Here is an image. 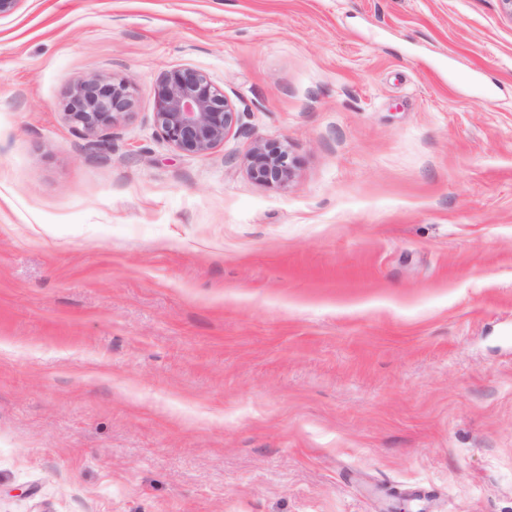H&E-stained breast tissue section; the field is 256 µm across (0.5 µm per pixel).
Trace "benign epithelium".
Returning <instances> with one entry per match:
<instances>
[{
	"instance_id": "obj_1",
	"label": "benign epithelium",
	"mask_w": 512,
	"mask_h": 512,
	"mask_svg": "<svg viewBox=\"0 0 512 512\" xmlns=\"http://www.w3.org/2000/svg\"><path fill=\"white\" fill-rule=\"evenodd\" d=\"M133 106L131 84L124 78L93 75L71 90L66 115L87 136L113 127ZM239 112L224 90L192 68L162 74L154 123L167 143L190 155H204L224 142ZM250 175L272 187H285L293 178L294 161L288 147L256 142L247 159Z\"/></svg>"
}]
</instances>
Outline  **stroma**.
Here are the masks:
<instances>
[{
	"label": "stroma",
	"mask_w": 512,
	"mask_h": 512,
	"mask_svg": "<svg viewBox=\"0 0 512 512\" xmlns=\"http://www.w3.org/2000/svg\"><path fill=\"white\" fill-rule=\"evenodd\" d=\"M183 67L240 114L200 156L154 125ZM95 74L134 87L104 159L65 113ZM0 512H512L500 0L0 21ZM250 175L272 187H285L293 178L294 161L287 146L256 142L247 159Z\"/></svg>",
	"instance_id": "stroma-1"
}]
</instances>
